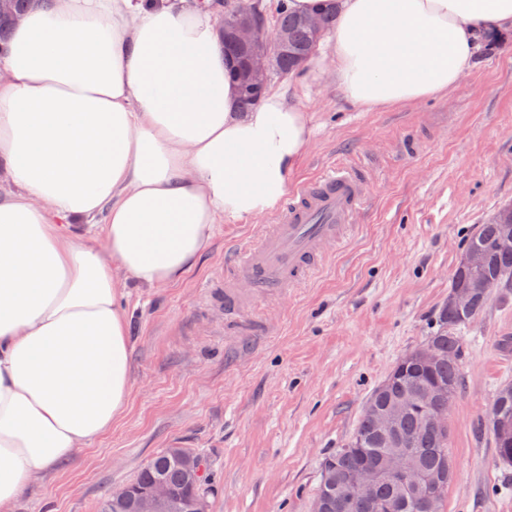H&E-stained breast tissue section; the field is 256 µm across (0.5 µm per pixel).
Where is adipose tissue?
Returning <instances> with one entry per match:
<instances>
[{"label":"adipose tissue","instance_id":"1","mask_svg":"<svg viewBox=\"0 0 512 512\" xmlns=\"http://www.w3.org/2000/svg\"><path fill=\"white\" fill-rule=\"evenodd\" d=\"M335 10L327 64L379 110L448 95L512 0H287ZM195 0H29L0 47V512L107 434L130 396L120 280L180 282L227 219L284 195L310 138L272 90L238 111ZM102 225L104 244L69 232Z\"/></svg>","mask_w":512,"mask_h":512}]
</instances>
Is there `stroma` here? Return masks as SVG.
I'll return each mask as SVG.
<instances>
[{"label": "stroma", "mask_w": 512, "mask_h": 512, "mask_svg": "<svg viewBox=\"0 0 512 512\" xmlns=\"http://www.w3.org/2000/svg\"><path fill=\"white\" fill-rule=\"evenodd\" d=\"M311 136L289 186L336 163L367 182L349 243L256 330L224 333L200 287L224 250L272 214L217 225L179 283L126 284L131 395L105 437L30 486L15 512H100L165 448L207 459L210 512H310L324 459L350 438L370 393L439 322L465 241L512 206V33L492 41L443 98L368 111L314 71L297 89ZM421 143L405 152L411 134ZM464 386L448 415L456 473L447 512H512V470L494 462L488 412L512 383V288L465 329Z\"/></svg>", "instance_id": "stroma-1"}]
</instances>
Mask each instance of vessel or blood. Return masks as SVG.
<instances>
[{
  "instance_id": "1",
  "label": "vessel or blood",
  "mask_w": 512,
  "mask_h": 512,
  "mask_svg": "<svg viewBox=\"0 0 512 512\" xmlns=\"http://www.w3.org/2000/svg\"><path fill=\"white\" fill-rule=\"evenodd\" d=\"M366 197L363 178L343 166L300 182L277 209L274 222L259 225L256 242L226 256L223 275L204 284V299L223 306L238 331L249 333L256 303L277 299L319 272L330 250L353 231Z\"/></svg>"
}]
</instances>
